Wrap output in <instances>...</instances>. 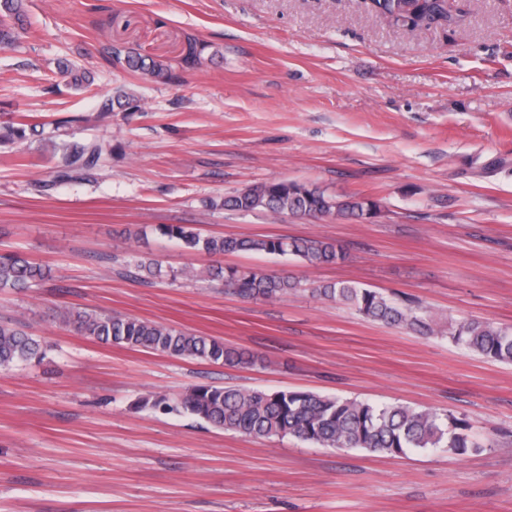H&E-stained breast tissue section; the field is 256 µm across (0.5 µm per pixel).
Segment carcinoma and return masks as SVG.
Returning <instances> with one entry per match:
<instances>
[{
    "instance_id": "obj_1",
    "label": "carcinoma",
    "mask_w": 512,
    "mask_h": 512,
    "mask_svg": "<svg viewBox=\"0 0 512 512\" xmlns=\"http://www.w3.org/2000/svg\"><path fill=\"white\" fill-rule=\"evenodd\" d=\"M25 0H0V46L20 38ZM382 15L414 29L423 25L420 18L401 13L400 0H375ZM113 56L127 67L155 80L178 79L170 67L133 51L114 49ZM130 105L125 92L99 99V119L117 108ZM39 124L0 126V141L23 142L40 134ZM112 155V142L72 140L60 148L56 180L80 179L90 174L99 161ZM224 208L244 213L267 211L273 215L320 220L325 217L354 216L372 222L380 217L378 202L365 197L341 199L312 184L272 180L249 185L224 199ZM167 237L186 251H203L212 256L243 251L270 255H293L311 267L340 264L347 260L342 245L318 238H238L204 236L190 225L170 224L161 228ZM133 277L144 272L152 277L177 278V272H162L161 266L141 256L128 265ZM206 275L223 283L224 288L244 298L277 299L297 290L300 283L288 276L256 271L224 269L213 265ZM52 276V269L20 252L0 256V290H20ZM318 296L353 307L363 317L382 324L402 327L423 336L448 333L455 343L474 354L497 362L512 363V329L476 318L465 319L445 329L428 310L410 301H399L383 292L342 281L315 289ZM54 318L74 332L103 343L144 350L171 357L240 364L244 353L229 348L224 341L123 314L94 313L64 308ZM46 345L19 322L0 321V368H10L32 359L42 360ZM137 408L162 413L186 414L212 427L249 438L291 437L323 448H347L379 455L400 456L411 449L446 448L464 454L492 447V440L480 439L468 422L448 411L417 409L403 404L375 403L328 396L311 391L246 390L201 385L177 396L148 392Z\"/></svg>"
}]
</instances>
